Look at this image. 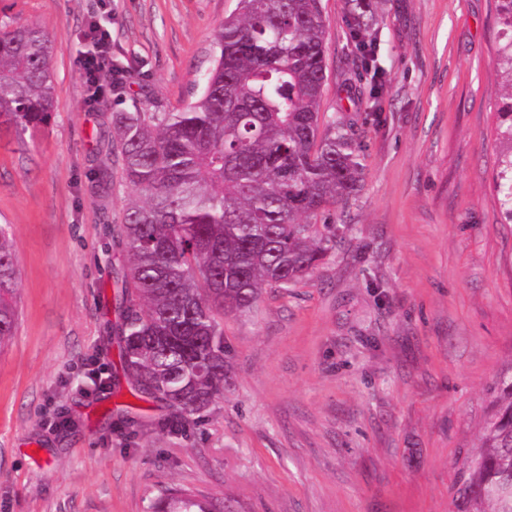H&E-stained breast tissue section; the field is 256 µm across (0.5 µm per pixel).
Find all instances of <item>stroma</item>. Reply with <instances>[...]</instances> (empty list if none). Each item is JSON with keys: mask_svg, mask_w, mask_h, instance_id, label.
<instances>
[{"mask_svg": "<svg viewBox=\"0 0 512 512\" xmlns=\"http://www.w3.org/2000/svg\"><path fill=\"white\" fill-rule=\"evenodd\" d=\"M236 7L0 0L1 22L46 29L54 64L46 122L0 134V224L20 270L18 327L0 349V512H153L166 487L235 512H457L490 388L512 366L495 0H380L373 104L344 87L361 68L348 0H322L320 110L353 120L363 169L358 195L320 218L336 248L294 288L225 314L224 393L189 423L131 392L113 228L133 192L112 115L194 102ZM93 21L127 71L95 110L76 65ZM60 409L71 424L57 430Z\"/></svg>", "mask_w": 512, "mask_h": 512, "instance_id": "obj_1", "label": "stroma"}]
</instances>
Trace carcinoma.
<instances>
[{
  "mask_svg": "<svg viewBox=\"0 0 512 512\" xmlns=\"http://www.w3.org/2000/svg\"><path fill=\"white\" fill-rule=\"evenodd\" d=\"M503 43L494 179L512 223V0H496ZM375 0H349L347 26L371 69ZM327 38L321 0H238L197 101L181 112H117L111 149L136 200L118 233L127 264L119 334L132 389L182 423L224 393V313L250 312L265 288H291L336 245L315 218L361 187L352 125L320 113ZM51 40L0 25V115L22 131L52 108ZM19 269L0 227V345L18 324ZM480 451L457 494L462 512H512V368L499 374ZM155 512H216L167 489Z\"/></svg>",
  "mask_w": 512,
  "mask_h": 512,
  "instance_id": "carcinoma-1",
  "label": "carcinoma"
}]
</instances>
